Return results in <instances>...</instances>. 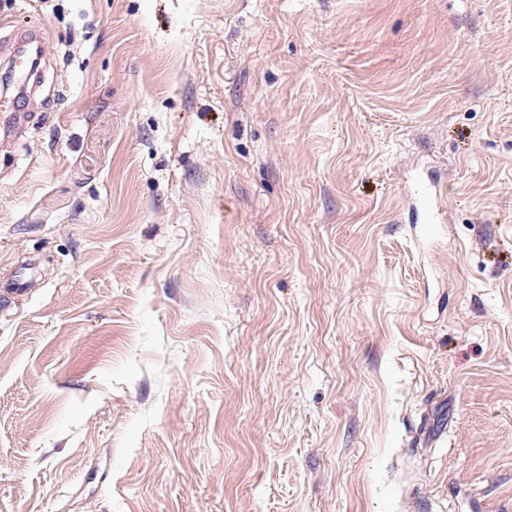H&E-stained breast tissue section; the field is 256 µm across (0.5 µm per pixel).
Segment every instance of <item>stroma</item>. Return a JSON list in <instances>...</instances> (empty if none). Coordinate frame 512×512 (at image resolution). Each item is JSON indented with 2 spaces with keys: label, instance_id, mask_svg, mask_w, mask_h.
<instances>
[{
  "label": "stroma",
  "instance_id": "obj_1",
  "mask_svg": "<svg viewBox=\"0 0 512 512\" xmlns=\"http://www.w3.org/2000/svg\"><path fill=\"white\" fill-rule=\"evenodd\" d=\"M25 29L0 512H512V0H0ZM440 184L435 179L425 180L415 176L407 190L408 200L412 209L421 210L424 214L426 224H436V214L440 198Z\"/></svg>",
  "mask_w": 512,
  "mask_h": 512
}]
</instances>
